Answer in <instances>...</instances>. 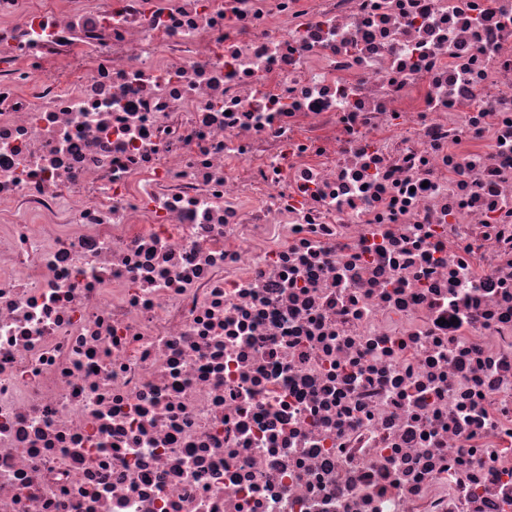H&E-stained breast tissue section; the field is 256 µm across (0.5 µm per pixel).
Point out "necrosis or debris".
Here are the masks:
<instances>
[{"label": "necrosis or debris", "mask_w": 512, "mask_h": 512, "mask_svg": "<svg viewBox=\"0 0 512 512\" xmlns=\"http://www.w3.org/2000/svg\"><path fill=\"white\" fill-rule=\"evenodd\" d=\"M0 512H512V0H0Z\"/></svg>", "instance_id": "necrosis-or-debris-1"}]
</instances>
